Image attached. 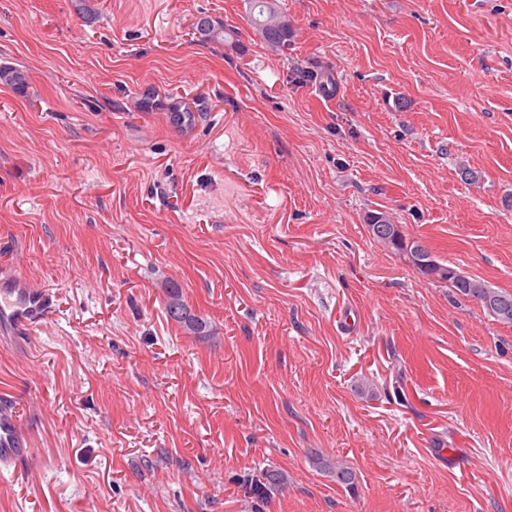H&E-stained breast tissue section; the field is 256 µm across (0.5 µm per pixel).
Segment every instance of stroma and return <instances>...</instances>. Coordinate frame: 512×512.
<instances>
[{
  "mask_svg": "<svg viewBox=\"0 0 512 512\" xmlns=\"http://www.w3.org/2000/svg\"><path fill=\"white\" fill-rule=\"evenodd\" d=\"M277 2L280 49L246 0H0V270L56 295L0 340V512H512V325L366 227L512 293V0ZM250 22L256 34L271 47L288 46L292 37L288 17L275 0H249ZM209 16L205 13L200 14L193 23L194 34L197 41L201 43H224V34L234 38L236 33L234 30L224 28V23L214 20V24L210 25L203 17ZM0 83L12 88L19 94L28 90L29 76L26 70L13 65H0ZM169 294L170 298H175L183 307L182 312H173L168 304V307H166V313L173 322L197 335L209 332L207 322L193 314L191 310L182 303L181 299L179 298V288L177 285H173L172 288H170ZM182 313H185L186 315L183 316ZM17 419L12 409L0 411V463L6 465L15 457L22 455L25 448H21ZM315 461L320 468L335 477L336 483L345 486L349 490H354L356 487V472L348 464L341 460L334 462L332 459H325L317 453H315Z\"/></svg>",
  "mask_w": 512,
  "mask_h": 512,
  "instance_id": "1",
  "label": "stroma"
}]
</instances>
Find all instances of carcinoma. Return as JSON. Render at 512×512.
Segmentation results:
<instances>
[{
  "instance_id": "cac0c4a2",
  "label": "carcinoma",
  "mask_w": 512,
  "mask_h": 512,
  "mask_svg": "<svg viewBox=\"0 0 512 512\" xmlns=\"http://www.w3.org/2000/svg\"><path fill=\"white\" fill-rule=\"evenodd\" d=\"M250 22L256 34L271 47H285L292 37L288 17L279 10L275 0H248ZM194 34L201 43H222L224 35L231 37L236 33L224 28L220 21L209 24L203 16H198L193 23ZM0 83L12 88L19 94L28 90L29 76L26 70L13 65H0ZM171 121L178 127H190L195 124L196 115L189 108L175 106L172 108ZM394 227L391 218L382 213H371L367 217L368 232L372 238L394 253L403 257L418 274L440 283H446L456 298L475 301L481 305L495 320L512 325V294L496 290L480 279L471 278L453 267L438 262L430 250L417 240L407 238L404 232L394 235H381L375 231V225ZM168 317L190 332L200 335L209 332L207 322L191 313L188 307L183 312L166 309ZM316 464L335 477L336 483L352 490L356 487V472L341 460L332 461L315 455ZM287 485V477L278 470H268L262 480L254 484L253 493L262 497L267 489H280Z\"/></svg>"
}]
</instances>
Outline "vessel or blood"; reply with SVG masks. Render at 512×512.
Returning a JSON list of instances; mask_svg holds the SVG:
<instances>
[{"label": "vessel or blood", "mask_w": 512, "mask_h": 512, "mask_svg": "<svg viewBox=\"0 0 512 512\" xmlns=\"http://www.w3.org/2000/svg\"><path fill=\"white\" fill-rule=\"evenodd\" d=\"M48 292L29 285L27 280L0 275V329L14 336H25L51 311ZM17 419L13 410L0 411V463L8 464L22 455Z\"/></svg>", "instance_id": "vessel-or-blood-1"}]
</instances>
